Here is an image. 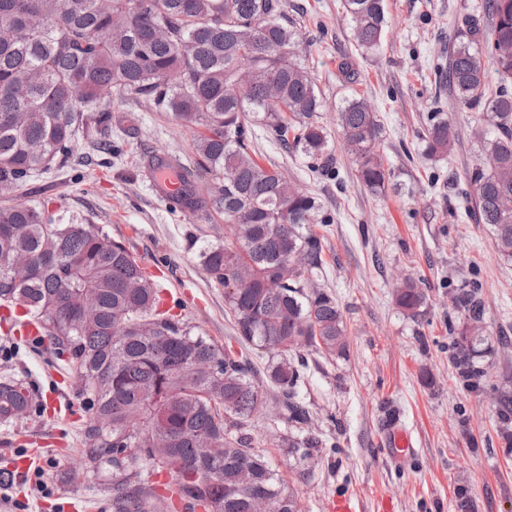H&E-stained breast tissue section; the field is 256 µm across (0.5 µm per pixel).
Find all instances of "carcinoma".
Masks as SVG:
<instances>
[{
    "label": "carcinoma",
    "mask_w": 512,
    "mask_h": 512,
    "mask_svg": "<svg viewBox=\"0 0 512 512\" xmlns=\"http://www.w3.org/2000/svg\"><path fill=\"white\" fill-rule=\"evenodd\" d=\"M495 37L471 29L437 68L438 85L460 104L491 112L483 157L468 174L473 211L493 228L498 255L512 261V0H481ZM358 46L379 49L385 0H343ZM254 69L242 76L233 61ZM497 81L488 83L487 61ZM143 98L156 111L202 127L193 140L205 183L185 182L183 207L206 199L230 226L234 243L203 251L202 266L233 317L236 339L268 355L258 373L248 355L196 332L164 308L156 276L102 228L60 223L34 204L0 205V309L39 320L67 377L78 382L88 414L83 436L93 460L112 462V512H157L150 478L166 473V490L182 512H300L297 496L252 444L249 426L272 402L288 421L307 425L299 398L303 351L333 360L348 349L342 311L313 274L324 266L313 231L319 206L274 166L255 157L254 128L275 133L313 160L329 159L320 125L319 89L295 54V32L280 0H0V195L73 156L80 133L112 126V99ZM337 125L357 178L372 191L391 171L380 154L381 126L371 104L354 97ZM455 137L445 112H433L422 153L440 160ZM396 305L420 315L424 289L412 278L396 286ZM461 315L449 324L450 361L471 389L486 376L481 284L452 289ZM271 386L272 399L264 396ZM497 431L512 447V387L492 388ZM26 411L42 414L35 389L0 371V424ZM309 431L277 447L307 457L323 447ZM183 470L172 471L165 458Z\"/></svg>",
    "instance_id": "carcinoma-1"
}]
</instances>
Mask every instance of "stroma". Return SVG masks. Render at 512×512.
<instances>
[{
  "label": "stroma",
  "mask_w": 512,
  "mask_h": 512,
  "mask_svg": "<svg viewBox=\"0 0 512 512\" xmlns=\"http://www.w3.org/2000/svg\"><path fill=\"white\" fill-rule=\"evenodd\" d=\"M341 2L281 0L322 97L320 122L338 175L262 131L254 148L263 164L275 165L319 205L314 229L325 264L315 281L340 306L348 352L336 360L306 354L300 398L325 447L303 461L289 456L275 441L296 428L272 413L253 419L254 445L293 485L301 512H329L342 495L355 500L357 512H381L385 500L390 512H454L461 490L476 512H512V455L498 438L491 395L492 386L512 384V262L498 256L491 227L465 211L460 196L480 162L489 114L460 105L436 84L451 45L470 27L488 30V21L476 15V0H386L382 44L367 53ZM345 56L357 72L352 83L337 69ZM355 96L370 102L383 128L392 178L379 193L357 179L336 126L339 107ZM431 112L447 113L456 135L453 152L439 161L419 154ZM197 132L145 101L113 104L111 136L121 155L105 158L95 147L99 134L81 136L70 166L31 180L12 200L45 204L64 223L102 227L149 271H161L166 295L200 333L232 346L224 289L209 281L200 258L206 247L231 242L232 232L212 208L192 212L158 199L144 167L157 153L192 165ZM406 277L426 293L417 322L393 300ZM474 280L482 285L487 331L480 365L488 385L478 390L458 380L447 349L448 325L460 319L448 292ZM0 345L13 349L11 372L31 379L48 408L41 417L0 425V461L34 447L42 458L22 485H0V512H112V465L87 458L77 388L60 385L49 353L15 336L0 335ZM389 414L414 448L401 462L387 445ZM39 480L45 490H37Z\"/></svg>",
  "instance_id": "1"
}]
</instances>
